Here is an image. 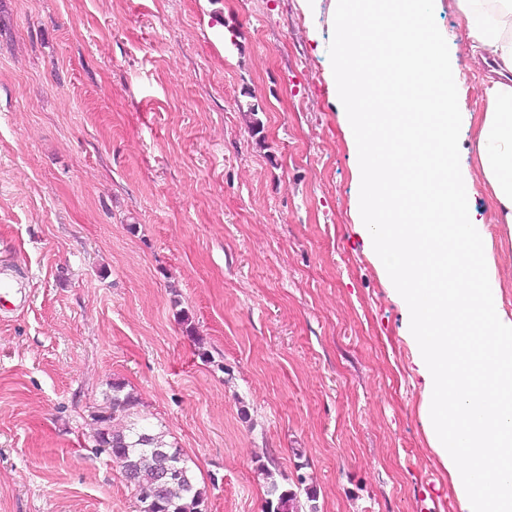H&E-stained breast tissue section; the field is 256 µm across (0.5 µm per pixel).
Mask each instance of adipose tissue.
Instances as JSON below:
<instances>
[{"label": "adipose tissue", "mask_w": 512, "mask_h": 512, "mask_svg": "<svg viewBox=\"0 0 512 512\" xmlns=\"http://www.w3.org/2000/svg\"><path fill=\"white\" fill-rule=\"evenodd\" d=\"M467 47L489 63L475 146L479 173L512 231V0H456Z\"/></svg>", "instance_id": "1"}]
</instances>
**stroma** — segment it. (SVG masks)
<instances>
[{
    "label": "stroma",
    "mask_w": 512,
    "mask_h": 512,
    "mask_svg": "<svg viewBox=\"0 0 512 512\" xmlns=\"http://www.w3.org/2000/svg\"><path fill=\"white\" fill-rule=\"evenodd\" d=\"M337 0H0V512H140L97 449L112 383L208 512L269 480L318 512H462L410 315L359 224L329 88ZM460 161L512 319V234L473 143L487 68L455 0Z\"/></svg>",
    "instance_id": "stroma-1"
}]
</instances>
